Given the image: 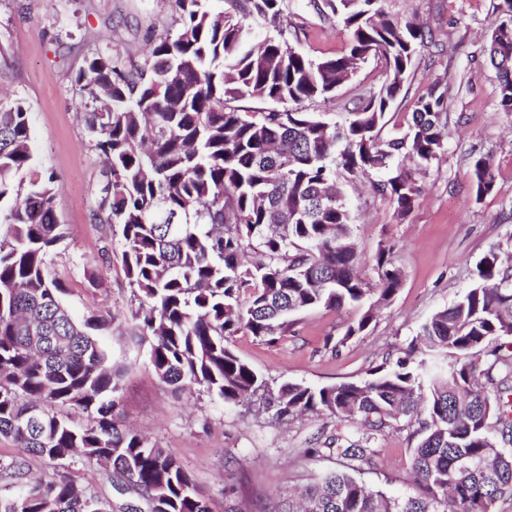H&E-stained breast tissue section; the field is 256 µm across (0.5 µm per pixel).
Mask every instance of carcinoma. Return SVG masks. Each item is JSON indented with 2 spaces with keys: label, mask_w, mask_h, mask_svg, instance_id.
Instances as JSON below:
<instances>
[{
  "label": "carcinoma",
  "mask_w": 512,
  "mask_h": 512,
  "mask_svg": "<svg viewBox=\"0 0 512 512\" xmlns=\"http://www.w3.org/2000/svg\"><path fill=\"white\" fill-rule=\"evenodd\" d=\"M174 0L180 28L152 42L150 70L108 46L85 60L75 82L87 96L90 147L102 159L94 220L116 225L121 259L138 306L137 336L150 340L159 379L197 385L227 404L249 398L282 420L326 413L357 424L336 436L346 470L307 485L305 509L275 512H494L512 498V269L500 248L477 265L476 283L436 311L395 360L356 382L308 386L257 372L232 349L241 332L268 342L313 308H354L343 340L364 333L402 285L394 246L372 259L353 238L343 180L376 173L375 192L407 216L419 176L443 148L448 99L435 81L394 136L379 137L430 33L390 17L381 0H324L349 32L337 57L312 59L283 38L284 0ZM482 48L501 109L512 112V0H504ZM273 29L259 46L248 21ZM371 57L384 61L379 89L329 123L302 109L335 100ZM255 99L283 109L249 111ZM30 112L21 98L0 99V438L16 455L0 459V478L23 484L0 497V512H108L107 502L65 476L30 475L29 459L78 456L112 472V488L132 485L147 510L210 512L189 473L166 448L120 420V371L62 300L48 265L66 237L55 199L58 175L32 162ZM471 186L493 191L489 159L472 158ZM82 413L76 423L71 414ZM407 418L408 456L417 492L389 496L351 475L372 467L377 441ZM466 457L474 466L464 468Z\"/></svg>",
  "instance_id": "obj_1"
}]
</instances>
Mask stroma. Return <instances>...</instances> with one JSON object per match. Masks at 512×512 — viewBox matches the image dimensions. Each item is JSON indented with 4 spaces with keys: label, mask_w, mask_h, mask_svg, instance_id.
Returning <instances> with one entry per match:
<instances>
[{
    "label": "stroma",
    "mask_w": 512,
    "mask_h": 512,
    "mask_svg": "<svg viewBox=\"0 0 512 512\" xmlns=\"http://www.w3.org/2000/svg\"><path fill=\"white\" fill-rule=\"evenodd\" d=\"M503 0H383L384 9L430 30L435 46L423 49L403 85L396 112L411 111L438 78L448 87L443 121L447 136L421 181L411 213L397 218L371 190V176L346 182L354 237L364 258L395 245L402 286L363 335L344 340L358 313L322 308L301 313L273 343L235 336L237 355L277 381L323 386L356 381L386 357L397 356L437 310L452 304L476 281V267L490 248L512 254V113L501 110L493 70L481 54ZM322 0H285L287 40L312 58L342 54L346 29L321 12ZM173 0H0V92L24 99L33 121L34 163L60 178L56 210L66 237L49 256L65 286L73 316L111 318L98 338L120 367V412L126 423L169 449L209 501L211 512H261L288 493L339 467L333 455L304 457V449L335 435L336 421L303 415L282 422L272 413L247 411L194 386L174 390L156 375L150 345L130 335L137 301L120 252L102 259L117 237L93 220L100 159L89 146L85 110L74 78L94 50L112 44L147 64L150 42L175 32ZM383 65L369 59L336 92L333 102L309 103L328 122L341 121L345 104L382 82ZM488 156L492 193L476 196L470 157ZM408 432L394 426L379 442L376 464L357 471L367 486L394 495L414 493L405 451Z\"/></svg>",
    "instance_id": "stroma-1"
}]
</instances>
